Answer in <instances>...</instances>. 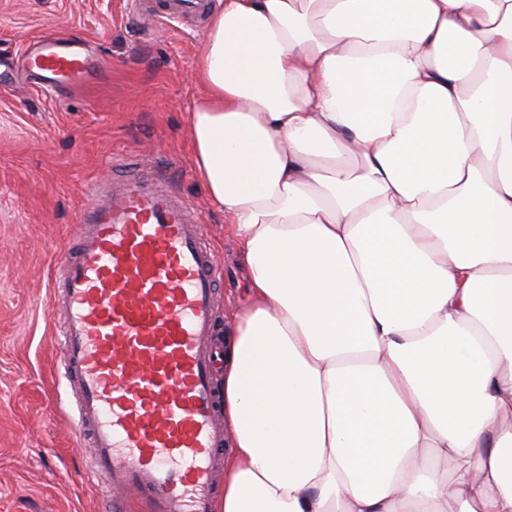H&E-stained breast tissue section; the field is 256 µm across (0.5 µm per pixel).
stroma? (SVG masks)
<instances>
[{"label": "stroma", "instance_id": "35a3bbf8", "mask_svg": "<svg viewBox=\"0 0 512 512\" xmlns=\"http://www.w3.org/2000/svg\"><path fill=\"white\" fill-rule=\"evenodd\" d=\"M207 17H137L126 0H0V57L53 34L103 62L61 98L0 87V512H110L91 464L55 339L52 285L88 204L84 185L112 174L114 155L159 167L202 216L223 270L216 316L245 296L246 274L224 216L191 161V79Z\"/></svg>", "mask_w": 512, "mask_h": 512}]
</instances>
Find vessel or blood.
<instances>
[{"label": "vessel or blood", "mask_w": 512, "mask_h": 512, "mask_svg": "<svg viewBox=\"0 0 512 512\" xmlns=\"http://www.w3.org/2000/svg\"><path fill=\"white\" fill-rule=\"evenodd\" d=\"M210 0H154L161 16H202ZM27 66L54 90L83 82L95 61L79 42L43 36ZM62 261L59 353L77 394L79 429L97 471L150 512H213L224 444L214 383L222 271L200 217L157 171L92 182Z\"/></svg>", "instance_id": "obj_1"}]
</instances>
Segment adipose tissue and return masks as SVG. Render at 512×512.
I'll return each mask as SVG.
<instances>
[{
	"label": "adipose tissue",
	"mask_w": 512,
	"mask_h": 512,
	"mask_svg": "<svg viewBox=\"0 0 512 512\" xmlns=\"http://www.w3.org/2000/svg\"><path fill=\"white\" fill-rule=\"evenodd\" d=\"M192 79L215 512H512V0H219Z\"/></svg>",
	"instance_id": "adipose-tissue-1"
}]
</instances>
